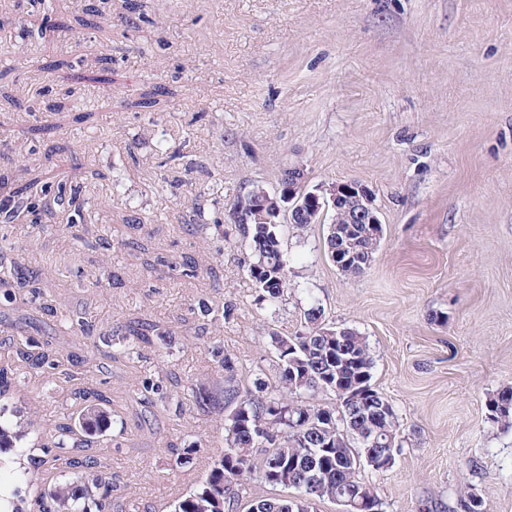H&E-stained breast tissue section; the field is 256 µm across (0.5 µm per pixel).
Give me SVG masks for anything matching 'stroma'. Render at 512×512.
I'll use <instances>...</instances> for the list:
<instances>
[{"mask_svg":"<svg viewBox=\"0 0 512 512\" xmlns=\"http://www.w3.org/2000/svg\"><path fill=\"white\" fill-rule=\"evenodd\" d=\"M124 2L90 27L89 0H0V198L35 180L89 200L77 215L42 194L10 225L8 258L40 281L0 297V365L16 370L14 419L46 460L37 483L20 473L15 486L32 499L73 476L54 429L80 409L75 389L96 386L123 425L91 450L108 512H171L224 432L188 401L145 417L137 388L216 379L214 343L243 383L274 376L269 331H300L318 304L365 337L372 384L397 413L394 465L359 471L384 512L427 500L454 512L471 486L487 512H512V429L486 418L512 384V0ZM145 93L154 108L135 107ZM294 166L311 189L369 188L382 233L354 278L329 260L327 224L284 226L291 287L271 312L231 212ZM189 258L197 276L174 275ZM202 298L233 311L200 327ZM138 319L170 328L175 347L134 361L93 349ZM21 339L51 349L53 367L18 360ZM187 439L201 443L192 465L172 468L168 443Z\"/></svg>","mask_w":512,"mask_h":512,"instance_id":"obj_1","label":"stroma"}]
</instances>
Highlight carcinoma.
Segmentation results:
<instances>
[{"instance_id":"cac0c4a2","label":"carcinoma","mask_w":512,"mask_h":512,"mask_svg":"<svg viewBox=\"0 0 512 512\" xmlns=\"http://www.w3.org/2000/svg\"><path fill=\"white\" fill-rule=\"evenodd\" d=\"M82 190L71 185L56 186L57 199L77 209L88 204ZM238 242L254 257L248 274L259 289V301L276 310L288 290V270L281 250L280 224H257L248 220L237 224ZM20 280L18 272L0 263V295L9 298L11 287ZM305 330L293 336L273 332L268 346L277 360L276 380L256 374L248 385L237 379L233 359L224 347L209 350L221 376L210 384L191 388L196 407L224 421L225 448L210 466L204 480L188 495L178 499L173 512H238L242 491L257 482L296 494L255 498L249 512H315L318 501H336V490L351 495L360 491L378 497L373 487L357 479L359 467L351 463L350 437L366 428L367 420L342 405L345 437L319 429L321 416H336V410L314 402L319 394L334 395L336 380L349 394L357 385L371 381L373 359L366 340L353 329L336 337L334 328L323 321V311L310 307L304 314ZM121 357L139 353L143 347L169 346V330L137 321L126 327ZM17 356L37 367L53 364L50 353L18 349ZM9 367H0V512H24L19 490L3 480V471L25 455L19 442L25 428L5 420L13 405L16 385ZM139 400L151 407L166 402L160 385L146 380L139 388ZM76 396L84 401L77 415H68L56 427V447L70 454L69 464L79 469L78 477L43 492L41 498L53 505L52 512H105L106 478L92 470V461L83 455L95 440L105 436L109 416L108 397L100 390L81 389ZM487 410L495 412L492 423L512 427V386L506 385L489 398Z\"/></svg>"}]
</instances>
